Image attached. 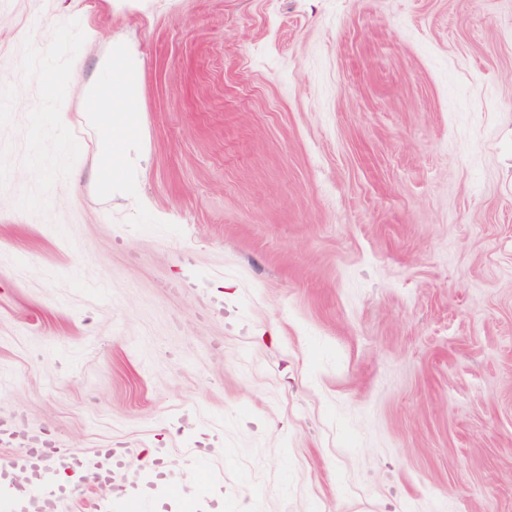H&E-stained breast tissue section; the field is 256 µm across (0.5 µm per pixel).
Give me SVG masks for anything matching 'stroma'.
<instances>
[{
  "label": "stroma",
  "instance_id": "stroma-1",
  "mask_svg": "<svg viewBox=\"0 0 512 512\" xmlns=\"http://www.w3.org/2000/svg\"><path fill=\"white\" fill-rule=\"evenodd\" d=\"M1 99L0 419L220 449L198 512H512V0H0ZM111 81L87 90L85 120L99 130L98 153L107 161V186L120 182L124 173V151L135 131L134 99L126 92L133 85L132 69L119 49L105 62ZM104 174V175H105Z\"/></svg>",
  "mask_w": 512,
  "mask_h": 512
}]
</instances>
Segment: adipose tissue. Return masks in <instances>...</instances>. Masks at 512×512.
Here are the masks:
<instances>
[{
    "label": "adipose tissue",
    "mask_w": 512,
    "mask_h": 512,
    "mask_svg": "<svg viewBox=\"0 0 512 512\" xmlns=\"http://www.w3.org/2000/svg\"><path fill=\"white\" fill-rule=\"evenodd\" d=\"M110 82L87 90L85 120L99 130L98 153L108 164L107 185L120 182L124 173V151L135 131L133 100L128 91L132 70L121 51H112L105 62Z\"/></svg>",
    "instance_id": "ef3b65f1"
}]
</instances>
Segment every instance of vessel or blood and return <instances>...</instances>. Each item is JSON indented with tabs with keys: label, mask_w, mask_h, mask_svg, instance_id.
Returning a JSON list of instances; mask_svg holds the SVG:
<instances>
[{
	"label": "vessel or blood",
	"mask_w": 512,
	"mask_h": 512,
	"mask_svg": "<svg viewBox=\"0 0 512 512\" xmlns=\"http://www.w3.org/2000/svg\"><path fill=\"white\" fill-rule=\"evenodd\" d=\"M124 453L119 449H98L88 454L67 455L60 449H17L4 467L0 468V512H65L66 498L56 483L63 464H71L90 478H115L123 474L126 482L149 487H161L169 496L182 499L186 512H193L195 497L186 491L189 477L202 470H212L209 456L197 449L185 448L181 468L173 474L160 470L158 465L145 469L123 470ZM95 512H151L149 498L113 491L99 498Z\"/></svg>",
	"instance_id": "b4317fda"
}]
</instances>
